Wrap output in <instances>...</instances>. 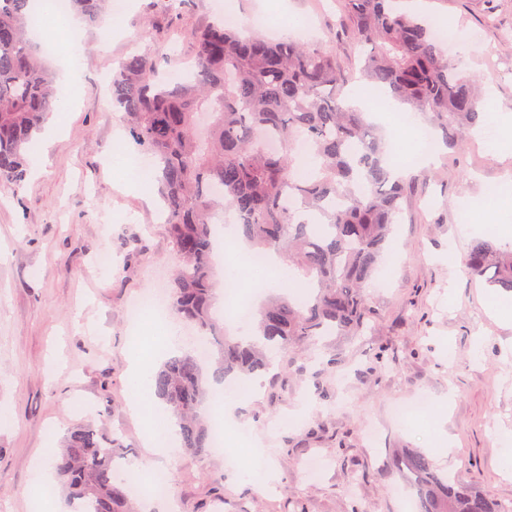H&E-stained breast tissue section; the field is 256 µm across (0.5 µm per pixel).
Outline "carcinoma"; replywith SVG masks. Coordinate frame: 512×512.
<instances>
[{
  "label": "carcinoma",
  "mask_w": 512,
  "mask_h": 512,
  "mask_svg": "<svg viewBox=\"0 0 512 512\" xmlns=\"http://www.w3.org/2000/svg\"><path fill=\"white\" fill-rule=\"evenodd\" d=\"M109 0H67L96 22ZM342 23L330 40L364 47L360 79L425 113L439 146L463 144L485 118L478 77L449 55L429 15L403 0H338ZM37 23L30 0H0V180L21 185L25 153L58 91L32 46ZM187 78L160 71L150 53H132L112 72V104L159 171L165 223L177 254L169 311L206 337L216 335L210 267L214 219L230 213L251 252L282 256L311 288L308 297L270 295L251 315L252 332L224 334L215 380H248L272 367L270 353L314 344L330 331L359 335L378 312L365 288L399 222L409 183L392 170L388 140L349 105L355 79L340 53L296 40L268 41L259 24L241 36L222 22L196 27ZM210 113L204 134L200 115ZM309 144L300 169L297 144ZM486 288L512 292V246L475 240L465 260ZM155 394L175 418L181 448L204 454L210 421L199 413L209 383L193 350L167 358L153 377ZM123 447L91 424L73 426L55 468L71 512H140L129 478L112 467ZM392 466L415 491L418 512H504L503 505L430 455L400 450Z\"/></svg>",
  "instance_id": "obj_1"
}]
</instances>
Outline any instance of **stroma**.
Listing matches in <instances>:
<instances>
[{
    "label": "stroma",
    "instance_id": "35a3bbf8",
    "mask_svg": "<svg viewBox=\"0 0 512 512\" xmlns=\"http://www.w3.org/2000/svg\"><path fill=\"white\" fill-rule=\"evenodd\" d=\"M213 2L194 0L179 20L170 0H112L122 28L106 39L100 28L82 27L80 84L39 176L20 187L0 181V406L15 416L0 429V512H35L32 469L48 432L81 420L117 434V465L145 462L133 481L141 512H409L404 482L388 465L393 448L422 450L441 470L512 502L500 456V432L512 430V322L487 315L497 295L467 276L472 238L461 233L480 223L498 185L512 181V151L473 139L438 150L439 178L415 184L366 289L377 320L362 335L275 356L257 394L237 408L238 427L252 432L246 464L254 466L255 446L266 448L272 481L226 470L223 453L198 457L177 447L165 465L169 499L148 495L155 456L145 443L149 417L131 409L128 309L147 290L169 289L175 252L160 196L122 187L112 167L125 125L108 86L131 53L190 54V31L214 20ZM222 2L240 23L264 20L273 39L278 17L303 18L298 40L330 46L336 0ZM416 6L466 36L467 63L485 80L486 123L512 114V44L501 40L512 30V0ZM105 256L111 265H102ZM422 397L430 402L423 420H396V404ZM314 457L323 467L316 480L308 477ZM220 473L217 488L211 477Z\"/></svg>",
    "mask_w": 512,
    "mask_h": 512
}]
</instances>
